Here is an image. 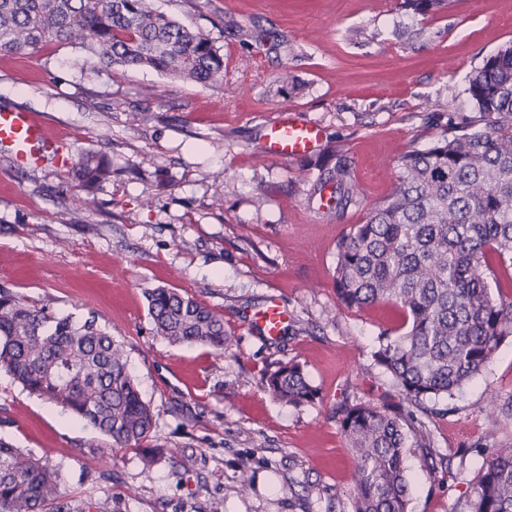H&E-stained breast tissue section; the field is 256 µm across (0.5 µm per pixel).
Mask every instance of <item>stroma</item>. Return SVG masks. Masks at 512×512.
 I'll return each instance as SVG.
<instances>
[{"instance_id":"stroma-1","label":"stroma","mask_w":512,"mask_h":512,"mask_svg":"<svg viewBox=\"0 0 512 512\" xmlns=\"http://www.w3.org/2000/svg\"><path fill=\"white\" fill-rule=\"evenodd\" d=\"M400 2L157 0L223 54V80L207 85L105 70L75 45L0 53V110L32 113L52 134L37 165L0 150V287L95 317L124 343L155 415L147 445L159 461L149 467L0 369V437L60 466L70 512H327L332 498L334 512H352L354 458L332 409L393 393L372 353L381 333L401 334L403 317L338 304L336 244L392 191L400 156L471 116L469 74L512 43V0H451L426 16ZM275 38L287 52L273 50ZM284 107L322 126L313 153L266 155V129ZM340 148L358 187L343 209L334 185H317ZM87 153L107 156L112 176L84 210L56 159ZM159 286L223 315L224 356L154 334L146 294ZM273 298L289 322L268 339L252 319ZM292 359L315 403L293 408L263 392L265 371ZM437 406L436 450L451 470L430 472L411 451L410 510L468 512L485 454L512 445V336Z\"/></svg>"}]
</instances>
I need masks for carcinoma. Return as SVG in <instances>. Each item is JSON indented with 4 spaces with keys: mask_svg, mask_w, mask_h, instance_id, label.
Listing matches in <instances>:
<instances>
[{
    "mask_svg": "<svg viewBox=\"0 0 512 512\" xmlns=\"http://www.w3.org/2000/svg\"><path fill=\"white\" fill-rule=\"evenodd\" d=\"M449 0H402L426 15ZM47 42H77L110 67H147L174 78L213 83L224 55L213 41L158 10L153 0H0V52L27 54ZM464 94L474 116L423 150L403 154L393 191L338 241L334 281L348 309L388 303L403 312L405 332L380 335L374 363L389 373L398 402L343 403L335 416L355 458L352 512H408L409 448L429 468L445 464L431 448L428 422L410 423L429 403L451 397L493 362L512 335V297L496 300L489 281L512 272V43L486 57ZM112 174L97 155L71 169L86 191ZM335 184L336 206L356 202L344 155L319 178ZM155 333L174 345L223 353L224 316L170 288L147 294ZM0 367L29 393L52 401L104 435L115 448L141 447L153 410L128 369L123 342L95 319L82 322L0 289ZM263 391L294 407L317 390L297 361L262 377ZM59 470L0 439V512H68L58 503ZM469 512H512V447L483 460Z\"/></svg>",
    "mask_w": 512,
    "mask_h": 512,
    "instance_id": "1",
    "label": "carcinoma"
}]
</instances>
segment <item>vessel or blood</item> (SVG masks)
<instances>
[{
    "mask_svg": "<svg viewBox=\"0 0 512 512\" xmlns=\"http://www.w3.org/2000/svg\"><path fill=\"white\" fill-rule=\"evenodd\" d=\"M49 137L46 126L32 114L20 111H0V145L11 146L16 164L28 163L37 144ZM323 140V129L315 123H304L294 118L290 110H282L271 123L265 151L277 159L305 156ZM287 317L279 301H272L258 318V325L268 336L279 335Z\"/></svg>",
    "mask_w": 512,
    "mask_h": 512,
    "instance_id": "vessel-or-blood-1",
    "label": "vessel or blood"
}]
</instances>
